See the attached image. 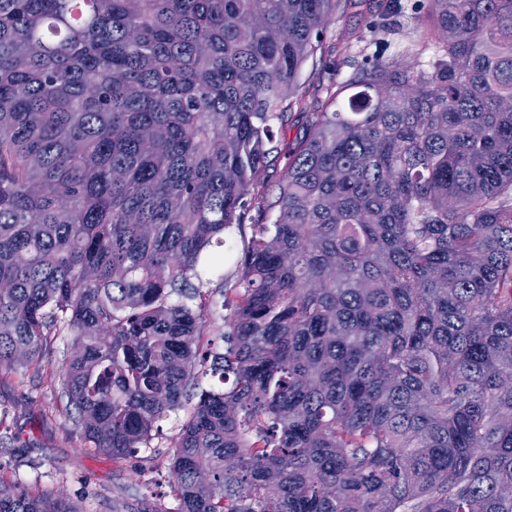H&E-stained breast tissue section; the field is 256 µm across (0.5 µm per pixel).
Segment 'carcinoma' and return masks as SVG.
I'll return each mask as SVG.
<instances>
[{
	"mask_svg": "<svg viewBox=\"0 0 512 512\" xmlns=\"http://www.w3.org/2000/svg\"><path fill=\"white\" fill-rule=\"evenodd\" d=\"M371 3L0 0V369L68 332L114 460L186 410L173 512H512V0ZM341 7L419 38L300 113L273 184Z\"/></svg>",
	"mask_w": 512,
	"mask_h": 512,
	"instance_id": "cac0c4a2",
	"label": "carcinoma"
}]
</instances>
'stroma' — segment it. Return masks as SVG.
Here are the masks:
<instances>
[{
  "instance_id": "35a3bbf8",
  "label": "stroma",
  "mask_w": 512,
  "mask_h": 512,
  "mask_svg": "<svg viewBox=\"0 0 512 512\" xmlns=\"http://www.w3.org/2000/svg\"><path fill=\"white\" fill-rule=\"evenodd\" d=\"M415 35L411 27L369 31L352 10L331 22L322 50L298 76L302 111H319L330 83L348 78L364 52L389 57ZM71 352V336H52L41 363L0 369V480L61 503L69 512H113L118 505L128 510L144 496L167 512L175 505L170 466L183 412L159 421L150 447L127 459L98 452L78 435L75 411L62 391L59 374Z\"/></svg>"
}]
</instances>
